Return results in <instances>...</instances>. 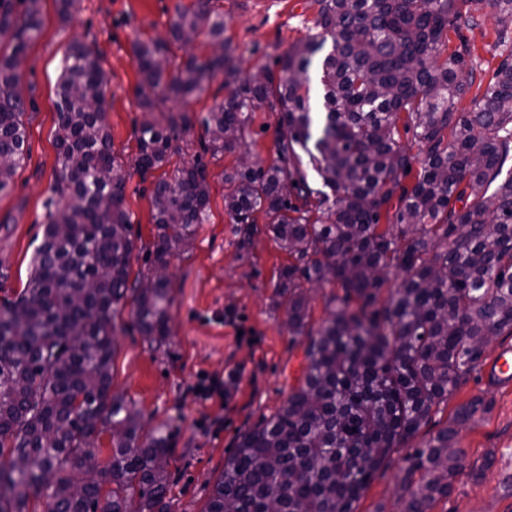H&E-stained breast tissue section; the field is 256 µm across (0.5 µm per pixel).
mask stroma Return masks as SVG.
Returning <instances> with one entry per match:
<instances>
[{
    "label": "stroma",
    "instance_id": "35a3bbf8",
    "mask_svg": "<svg viewBox=\"0 0 512 512\" xmlns=\"http://www.w3.org/2000/svg\"><path fill=\"white\" fill-rule=\"evenodd\" d=\"M193 2L79 0L63 22L56 0H41L43 27L26 51L17 87L29 103L24 115L28 153L10 188L0 193V301L15 299L24 288L42 241L44 204L60 172L56 82L69 43L82 40L101 54L112 152L127 164L137 152L134 128L144 117L135 96L140 75L132 44L167 36L177 6ZM213 5L224 15V36L243 77L273 65L277 54L309 34L316 18L313 0H213ZM458 25L472 49L474 84L487 88L503 49L512 47V24L498 25L485 7L475 12L473 21L462 19ZM225 95L216 80L184 102L194 125L183 137L181 153L147 177L129 171L124 207L135 234L132 273L150 267L157 233L151 205L154 182L193 164L207 139L200 120ZM278 129V113L259 109L242 151L209 161L206 220L191 245L177 250L168 266L172 301L166 347L155 351L144 341L133 303L123 305L116 317L112 390L135 403L145 429L166 427L167 512H203L240 436L282 405L302 373L303 352L291 343L288 317L276 296L278 274L289 256L263 232L249 247H239L224 209L225 171L236 167L243 154L264 164L274 160ZM233 369L239 378L227 402L196 397L193 387L199 380L222 378ZM478 397L488 409L460 425L464 467L453 492L437 501L432 512H512V386L479 372L457 387L415 441L420 444L435 435L461 406ZM404 468L402 453H395L365 489L356 512H403Z\"/></svg>",
    "mask_w": 512,
    "mask_h": 512
}]
</instances>
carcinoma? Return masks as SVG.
<instances>
[{
    "label": "carcinoma",
    "instance_id": "cac0c4a2",
    "mask_svg": "<svg viewBox=\"0 0 512 512\" xmlns=\"http://www.w3.org/2000/svg\"><path fill=\"white\" fill-rule=\"evenodd\" d=\"M467 1L512 22V0H314L313 33L276 57L278 70L245 78L212 0L178 7L170 39L135 42L138 107L163 113L135 128L143 177L181 151L192 126L165 103L188 101L218 75L227 95L201 119L212 155L246 145L256 110L280 113L276 158L224 173V210L240 246L261 213L292 258L276 295L305 370L278 410L239 438L204 512H355L392 455L480 371L491 341L512 336V53L474 109L458 111L474 77L464 72L469 45L450 47V33ZM41 28L40 0H0V191L27 153L17 86ZM201 34L223 55L169 57L171 44ZM329 38L315 127L308 71ZM104 87L101 55L73 40L57 90L60 174L42 242L25 288L0 310V512H32V501L42 512H128L134 501L136 512H165L168 434L145 431L132 402L112 393V359L115 315L129 298L144 340L154 350L167 344L170 281L130 280L126 172L112 154ZM402 129L423 155L410 188L403 178L416 156ZM305 157L321 186L309 183ZM209 197L199 161L155 183L151 271L190 244ZM392 268L404 277L382 300ZM325 284L339 292L315 326L306 291ZM480 405L459 408L406 454L405 512H430L452 492L465 456L456 425ZM106 424L111 456L98 469L89 445Z\"/></svg>",
    "mask_w": 512,
    "mask_h": 512
}]
</instances>
